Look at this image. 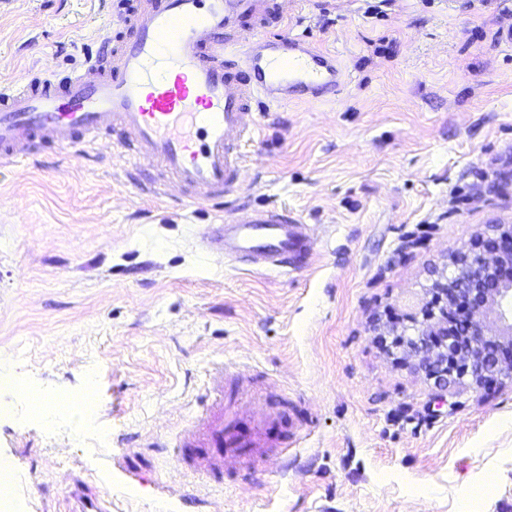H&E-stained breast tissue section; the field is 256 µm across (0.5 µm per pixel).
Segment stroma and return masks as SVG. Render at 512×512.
<instances>
[{
	"instance_id": "1",
	"label": "stroma",
	"mask_w": 512,
	"mask_h": 512,
	"mask_svg": "<svg viewBox=\"0 0 512 512\" xmlns=\"http://www.w3.org/2000/svg\"><path fill=\"white\" fill-rule=\"evenodd\" d=\"M290 9L349 79L333 102L262 118L237 203L302 216L318 246L297 267L206 253L216 207L148 195L109 149L0 166V359L47 399L97 403L50 425L0 385V512H69L77 479L112 512H512V383L437 392L375 330L405 326L453 253L512 225V40L495 36L512 0ZM104 13L0 0V80L68 73ZM221 360L246 368L225 406L278 409L296 443L217 483L172 457Z\"/></svg>"
}]
</instances>
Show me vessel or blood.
Wrapping results in <instances>:
<instances>
[{
  "mask_svg": "<svg viewBox=\"0 0 512 512\" xmlns=\"http://www.w3.org/2000/svg\"><path fill=\"white\" fill-rule=\"evenodd\" d=\"M288 0H141L118 15L109 52L63 79L0 82V165L38 144L65 149L110 137L112 151L152 171L151 192L222 203L242 189L246 144L264 112L335 100L347 82L336 58L288 29ZM211 254L261 270L316 248L288 207L225 212L201 239ZM200 410L184 430L180 468L222 479L288 447L244 439L224 414V370L208 371Z\"/></svg>",
  "mask_w": 512,
  "mask_h": 512,
  "instance_id": "obj_1",
  "label": "vessel or blood"
}]
</instances>
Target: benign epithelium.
<instances>
[{
    "mask_svg": "<svg viewBox=\"0 0 512 512\" xmlns=\"http://www.w3.org/2000/svg\"><path fill=\"white\" fill-rule=\"evenodd\" d=\"M454 266L412 315L421 329L409 349L442 390L465 377L479 387L512 381V229L481 237Z\"/></svg>",
    "mask_w": 512,
    "mask_h": 512,
    "instance_id": "obj_1",
    "label": "benign epithelium"
}]
</instances>
